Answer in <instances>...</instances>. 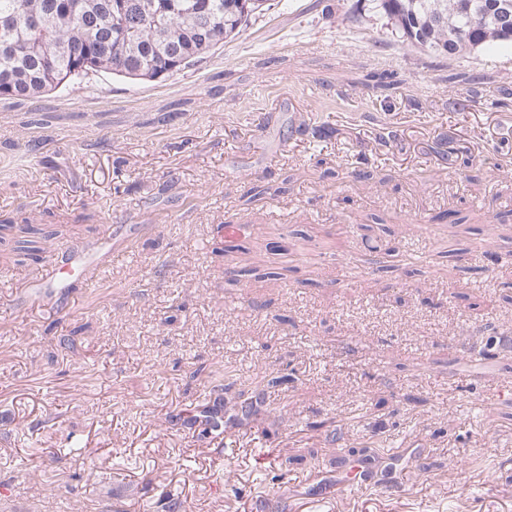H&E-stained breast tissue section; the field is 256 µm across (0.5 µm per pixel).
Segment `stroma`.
Returning <instances> with one entry per match:
<instances>
[{
    "label": "stroma",
    "instance_id": "1",
    "mask_svg": "<svg viewBox=\"0 0 512 512\" xmlns=\"http://www.w3.org/2000/svg\"><path fill=\"white\" fill-rule=\"evenodd\" d=\"M271 3L167 80L0 98V224L57 231L34 254L0 247V512H163L168 495L183 512H271L281 493L288 512H512V356L458 363L476 320L512 332V264L478 271L482 226L512 224V46L448 59L360 0ZM269 175L287 192L245 201ZM109 224L140 231L101 284L70 270L52 303L21 305L52 249H96ZM227 224L256 225L249 259L279 279L228 283ZM353 224L394 248L389 269ZM328 235L357 285L322 273ZM273 371L292 379L256 421L174 425L218 400L233 414L219 376ZM364 447L379 487L337 491ZM412 455L430 464L414 478Z\"/></svg>",
    "mask_w": 512,
    "mask_h": 512
}]
</instances>
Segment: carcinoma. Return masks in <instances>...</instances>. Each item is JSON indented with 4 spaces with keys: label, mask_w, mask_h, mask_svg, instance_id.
<instances>
[{
    "label": "carcinoma",
    "mask_w": 512,
    "mask_h": 512,
    "mask_svg": "<svg viewBox=\"0 0 512 512\" xmlns=\"http://www.w3.org/2000/svg\"><path fill=\"white\" fill-rule=\"evenodd\" d=\"M70 0H0V96L39 97L89 75L109 73L139 81L166 78L209 57L264 11L265 0H81L88 15L62 20ZM503 0H364L369 12L391 21L410 45L448 55V41L468 29L453 47L452 58L477 48L512 44V38L489 24L469 27L476 13L496 15ZM49 15L41 27L28 15ZM50 50L54 66L42 63ZM281 383L236 393L241 415H256L258 400Z\"/></svg>",
    "instance_id": "cac0c4a2"
}]
</instances>
